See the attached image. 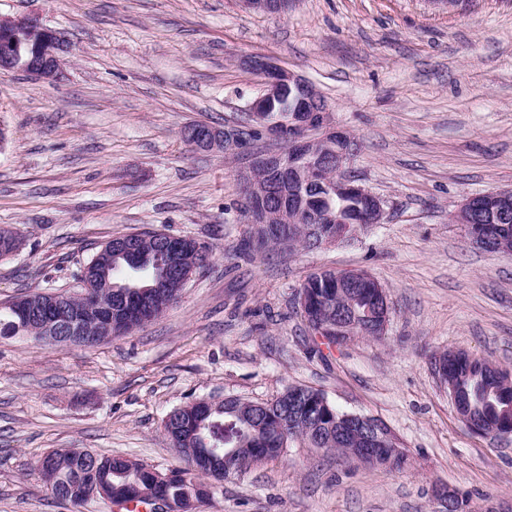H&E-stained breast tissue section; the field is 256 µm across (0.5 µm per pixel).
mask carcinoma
Here are the masks:
<instances>
[{"label": "carcinoma", "instance_id": "cac0c4a2", "mask_svg": "<svg viewBox=\"0 0 512 512\" xmlns=\"http://www.w3.org/2000/svg\"><path fill=\"white\" fill-rule=\"evenodd\" d=\"M307 210L301 212L302 222L265 224L258 238L248 237L243 246L257 251L275 248L293 252L309 247V242L324 241L336 235L334 224L310 223V212H318L336 201L322 190L308 194ZM484 231L512 247V213L499 224ZM160 238L154 231L119 235L106 242L86 265L92 284V299L109 304L117 292L132 298L129 308L137 314L119 325L120 334H129L157 319L162 311L153 299L158 288L168 291L167 300L175 302L180 289L167 269ZM212 250L192 238L181 241V274L189 279L203 269ZM300 289L315 298L316 307L310 322L330 326L344 317L357 324L365 336L374 335V326L359 316L352 304L364 288L347 286L336 293V273L322 270L309 275ZM24 332L13 303L0 306V337L19 336ZM500 367L487 358H457L448 361V393L470 414L471 423L483 435L498 438L512 428V385L499 377ZM296 414L288 413L293 393L286 391L270 402L259 404L230 397L213 407L202 400L173 408L163 420L167 438L181 450L184 465L174 468V477L160 479L152 465L123 455H101L85 448H61L48 452L36 461L41 477L57 498L67 502L74 512H87L94 503L113 504L137 502L145 505L163 503L172 512L184 509L190 497L200 500L198 487L218 485L224 479L240 475L254 465L280 455L293 443L320 448L352 459L368 468H387L394 459V468L407 464V455L399 445L387 441L386 452L375 457H358L362 447L359 436L340 430L336 418L345 415L335 405H322L326 395L319 389L306 388ZM223 419L238 427V438L229 447L213 440L207 423Z\"/></svg>", "mask_w": 512, "mask_h": 512}]
</instances>
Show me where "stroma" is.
Here are the masks:
<instances>
[{"instance_id": "1", "label": "stroma", "mask_w": 512, "mask_h": 512, "mask_svg": "<svg viewBox=\"0 0 512 512\" xmlns=\"http://www.w3.org/2000/svg\"><path fill=\"white\" fill-rule=\"evenodd\" d=\"M36 14L66 46L49 83L0 76V304L73 288L115 236L154 230L213 250L158 319L94 347L0 338V512H69L35 468L57 448L181 466L163 420L201 398L322 390L387 425L409 457L368 469L294 445L225 480L196 512H512V438L458 418L433 355L464 351L512 369V252L473 245L451 215L512 188V0H0ZM311 82L359 144L349 171L380 197L383 223L292 254L247 253L239 173L281 142L251 137L264 90L251 58ZM203 123L244 136L202 151ZM363 270L388 292L382 339L321 347L297 305L323 270Z\"/></svg>"}]
</instances>
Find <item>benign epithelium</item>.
Instances as JSON below:
<instances>
[{
	"instance_id": "benign-epithelium-1",
	"label": "benign epithelium",
	"mask_w": 512,
	"mask_h": 512,
	"mask_svg": "<svg viewBox=\"0 0 512 512\" xmlns=\"http://www.w3.org/2000/svg\"><path fill=\"white\" fill-rule=\"evenodd\" d=\"M63 40L60 34L46 26L35 15H0V71L26 70L38 79L57 82L64 74ZM253 69L265 77L264 93L250 106L249 119L269 136L288 146L290 159L283 152L257 154L250 165L239 173L243 193L257 190L261 181L265 189L259 201L248 207L250 224L288 223V185L305 189L325 182L330 196L339 200L357 195L366 209L358 224H380L385 217L383 201L358 184L346 173V165L358 150L357 141L334 124L331 109L318 90L308 81L278 67L265 58L251 60ZM291 94L296 104L293 115L286 121L270 117V106L278 98ZM233 140L231 133L211 129V138L204 150H217ZM512 208V189H501L466 199L451 218L466 226L471 240L479 239L474 225L475 214L483 212V222L498 223ZM77 312L65 305L54 311L58 328L76 339ZM352 426L366 433V447L360 454L370 456L382 443V424L369 417L348 414Z\"/></svg>"
}]
</instances>
